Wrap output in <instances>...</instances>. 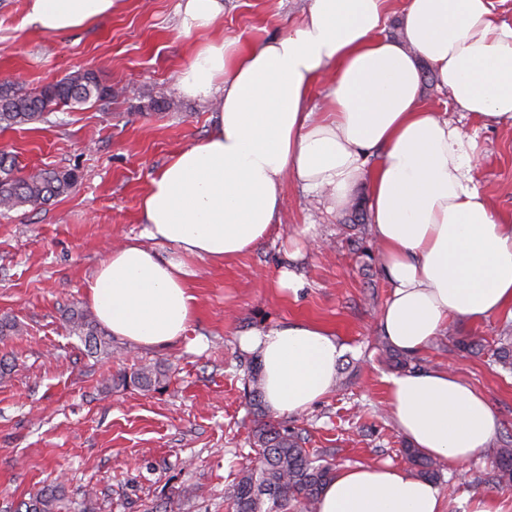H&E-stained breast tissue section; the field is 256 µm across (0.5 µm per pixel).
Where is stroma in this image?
Here are the masks:
<instances>
[{
	"label": "stroma",
	"mask_w": 512,
	"mask_h": 512,
	"mask_svg": "<svg viewBox=\"0 0 512 512\" xmlns=\"http://www.w3.org/2000/svg\"><path fill=\"white\" fill-rule=\"evenodd\" d=\"M310 0H224L219 33L244 44L285 33ZM178 0H119L90 27L42 35L23 24L26 0H0V77L33 92L78 70L112 86L111 103L94 101L51 113L38 128L0 130V151L17 169H76L69 195L0 216V318L18 332L0 336V512H18L47 485L62 488L61 512H228L238 470L255 457L245 392L250 353L245 332L297 320L321 325L345 345L334 387L308 410L279 416L307 448L336 467L388 462L406 466V444L386 405V361L378 314L389 285L371 230L349 218L365 207L327 213L300 187L287 185L283 224L250 252L221 265L193 259L197 298L186 335L142 348L112 340L100 358L69 335L71 310L90 309L87 283L112 249L141 238V200L149 179L178 150L204 139L211 105L177 88L200 35L176 24ZM169 108L154 106L156 98ZM476 178L493 208L512 216V128L482 126ZM318 247H309L310 239ZM293 271L297 291L279 286ZM512 313L454 323L420 357L452 369L478 389L497 425L488 448L465 466L442 463L444 512H471L476 501L512 512V482L490 483L496 450L512 435V374L490 350ZM457 339L484 344L459 358ZM143 363L161 365L159 389L106 385Z\"/></svg>",
	"instance_id": "obj_1"
}]
</instances>
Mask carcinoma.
Here are the masks:
<instances>
[{
    "mask_svg": "<svg viewBox=\"0 0 512 512\" xmlns=\"http://www.w3.org/2000/svg\"><path fill=\"white\" fill-rule=\"evenodd\" d=\"M112 99V86L104 85L95 72L76 71L63 79L47 84L35 92H23L11 85H0V128L8 129L47 122V115L60 106L71 108L90 99ZM76 184L71 171L38 169L16 174L12 156L0 151V214L44 204L68 193ZM69 332L84 341L94 353H108L112 341L98 330L91 315L73 310L68 318ZM496 349L497 363L512 371V327L506 326ZM387 362L401 371L415 372L424 368L423 360L396 348L385 347ZM166 371L159 366H143L113 380L121 386L149 389L164 384ZM247 396L253 409V444L256 458L239 473L229 491L232 512H316L319 495L332 479L336 469L332 463L312 455L304 448L298 432L265 419L262 410V388L259 366L249 371ZM407 459L419 468L428 480L439 476L437 463L418 449H403ZM512 477V438L503 440L497 450L496 467L488 480ZM61 490L46 486L24 503L25 512H56Z\"/></svg>",
    "mask_w": 512,
    "mask_h": 512,
    "instance_id": "carcinoma-1",
    "label": "carcinoma"
}]
</instances>
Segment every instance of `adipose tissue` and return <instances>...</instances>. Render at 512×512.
<instances>
[{"instance_id":"1","label":"adipose tissue","mask_w":512,"mask_h":512,"mask_svg":"<svg viewBox=\"0 0 512 512\" xmlns=\"http://www.w3.org/2000/svg\"><path fill=\"white\" fill-rule=\"evenodd\" d=\"M500 0H310L281 35L247 46L216 35L222 0H179L183 34H207L178 89L216 106L213 131L177 151L143 198L144 235L113 251L87 284L113 335L152 348L181 338L195 311L190 259L224 263L279 225L287 183L329 210L368 188L373 236L390 295L383 335L415 354L450 321L475 323L512 308V218L497 213L475 179L481 157L456 116L512 124V22ZM117 0H27L26 21L46 35L111 14ZM398 14L399 39L385 30ZM448 92L440 114L421 97L422 64ZM332 81L310 106L316 82ZM263 399L299 414L336 382L344 347L297 322L252 330ZM393 422L425 455L469 463L487 448L496 417L473 386L442 368L387 378ZM317 512H442L439 486L404 467L339 469Z\"/></svg>"}]
</instances>
